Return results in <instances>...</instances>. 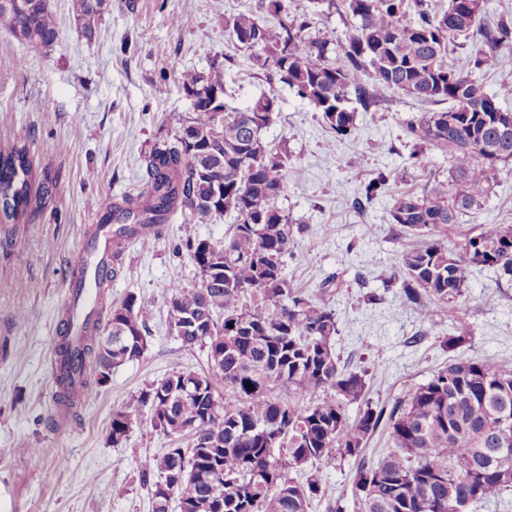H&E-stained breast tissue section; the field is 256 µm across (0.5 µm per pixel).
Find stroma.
<instances>
[{
	"mask_svg": "<svg viewBox=\"0 0 512 512\" xmlns=\"http://www.w3.org/2000/svg\"><path fill=\"white\" fill-rule=\"evenodd\" d=\"M58 37L34 45L0 32V144L25 142L36 168L57 178L53 203L19 222L0 224V512H153L146 459L170 439L137 420L126 441L113 444L112 414L142 388L172 371H209L207 350L185 347L171 332L165 293L173 284H196L198 272L182 247L187 239L223 240L224 219L201 223L174 213L150 246L125 244L119 275L108 282L107 304L128 294L153 298L144 356L112 371L109 382L83 399L79 420L48 421L57 390L50 358L68 303L74 262L112 202L136 193L143 156L173 135L192 111L180 82L183 71L224 70V103L242 109L276 92L279 111L265 137L290 154L281 205L298 236L288 277L336 313L333 347L342 365L364 373L366 397L393 404L426 383L449 355L512 364V282L474 271L460 306L471 323L469 341L448 350L447 319L424 322L389 277L388 263L404 241L390 220L391 197L448 177V155L417 147L405 122L422 112L413 98L371 84L372 106L351 99L352 135L337 140L321 114L288 85L252 69L233 50L226 15L255 12L261 0H109L85 37L74 0H49ZM394 172L388 191L356 208L365 182ZM490 224H512V160L481 209L462 216L448 232L449 246ZM46 454L32 462L27 449ZM356 461L342 457L321 468L325 489L308 512L342 506L354 512Z\"/></svg>",
	"mask_w": 512,
	"mask_h": 512,
	"instance_id": "obj_1",
	"label": "stroma"
}]
</instances>
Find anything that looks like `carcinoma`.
Here are the masks:
<instances>
[{"label":"carcinoma","instance_id":"1","mask_svg":"<svg viewBox=\"0 0 512 512\" xmlns=\"http://www.w3.org/2000/svg\"><path fill=\"white\" fill-rule=\"evenodd\" d=\"M85 37L106 0H76ZM418 19L407 18L408 0H341L343 13L357 21L343 39L311 36L304 14L285 0H265L261 21L250 12L225 20L236 49L252 68L277 78L309 102L328 101L321 117L340 137L356 128L346 107L355 92L364 105L373 94L368 80L401 92L423 105L446 103L406 123L424 145L448 149L446 181L428 182L416 192L392 197L389 215L406 241L389 265V279L401 280L405 300L430 324L448 306L453 319L450 348L472 336L470 324L453 317L475 268L493 269L512 280V224H492L448 248V227L478 210L498 181L500 164L512 159V128L502 131L508 92L489 91L472 76L491 64L512 67V25L486 24L483 0H414ZM0 29L41 46L58 36L49 0H0ZM478 43L467 70L448 57L460 40ZM186 93H218L183 119L173 141L155 144L145 155L143 188L112 205L133 224L112 231V260L123 241L148 240L161 232L169 214L181 210L203 221L228 217L232 232L222 241L187 240L185 249L199 281L172 286L168 311L197 317L196 326L176 337L185 347L207 348L209 365L237 397L226 405L213 379L174 371L141 390L133 403L112 415V443L126 438L139 413L169 439L189 436L185 448H169L144 462L143 473H160L153 484L154 512H168L177 498L180 512H307L324 495L319 472L303 480L290 476L316 461L337 456L357 461L356 503L364 512H469L493 496L512 491V366L486 359L456 358L412 390L391 410L365 399L366 381L339 363L332 348L336 314L324 301L292 287L286 271L301 225L281 207L290 155L270 144L264 132L278 101L263 96L243 110L224 113V74L187 70ZM391 175L365 183L362 200L383 193ZM57 182L47 168L37 171L26 143L0 148V215L18 221L47 207ZM155 302L128 295L110 309L107 324L125 344L100 346L98 322L81 342L64 315L56 353L55 414L76 419L83 393L101 377L140 359ZM196 393L168 395L172 383ZM286 392L306 404L272 396ZM358 403L355 417L346 407ZM395 448L371 462L363 451L378 430Z\"/></svg>","mask_w":512,"mask_h":512}]
</instances>
